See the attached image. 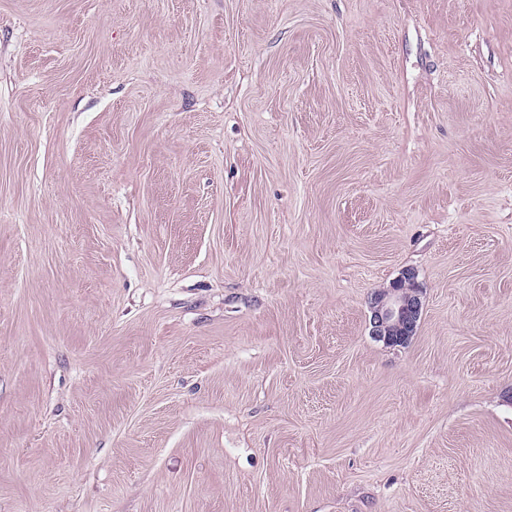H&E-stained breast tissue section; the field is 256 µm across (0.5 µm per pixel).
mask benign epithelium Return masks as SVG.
Segmentation results:
<instances>
[{
    "label": "benign epithelium",
    "mask_w": 512,
    "mask_h": 512,
    "mask_svg": "<svg viewBox=\"0 0 512 512\" xmlns=\"http://www.w3.org/2000/svg\"><path fill=\"white\" fill-rule=\"evenodd\" d=\"M421 309L416 272L405 269L389 287L372 294L371 336L390 347L404 345L417 330Z\"/></svg>",
    "instance_id": "benign-epithelium-1"
}]
</instances>
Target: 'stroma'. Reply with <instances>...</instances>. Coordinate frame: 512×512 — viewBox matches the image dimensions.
<instances>
[{
    "instance_id": "obj_1",
    "label": "stroma",
    "mask_w": 512,
    "mask_h": 512,
    "mask_svg": "<svg viewBox=\"0 0 512 512\" xmlns=\"http://www.w3.org/2000/svg\"><path fill=\"white\" fill-rule=\"evenodd\" d=\"M0 512H512V0H0ZM409 268L374 292L370 299V334L390 347L403 346L417 330L421 315V288Z\"/></svg>"
}]
</instances>
